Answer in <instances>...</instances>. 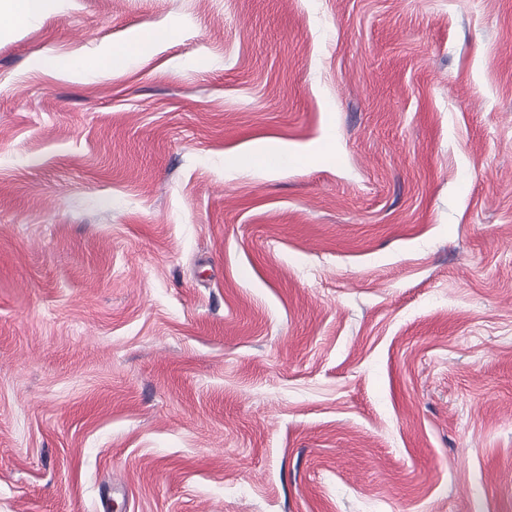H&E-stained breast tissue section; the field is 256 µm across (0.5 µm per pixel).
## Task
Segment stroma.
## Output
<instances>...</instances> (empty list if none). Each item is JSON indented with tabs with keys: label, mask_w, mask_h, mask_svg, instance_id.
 Here are the masks:
<instances>
[{
	"label": "stroma",
	"mask_w": 512,
	"mask_h": 512,
	"mask_svg": "<svg viewBox=\"0 0 512 512\" xmlns=\"http://www.w3.org/2000/svg\"><path fill=\"white\" fill-rule=\"evenodd\" d=\"M0 512H512V0L0 17ZM41 67L45 71L56 74L73 75L85 70L84 60L76 57H64L47 55L41 61Z\"/></svg>",
	"instance_id": "obj_1"
}]
</instances>
